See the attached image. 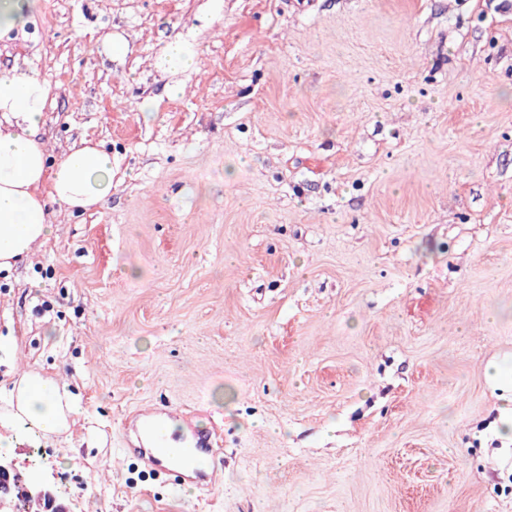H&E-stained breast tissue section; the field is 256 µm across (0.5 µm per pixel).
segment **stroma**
I'll return each instance as SVG.
<instances>
[{
    "label": "stroma",
    "instance_id": "1",
    "mask_svg": "<svg viewBox=\"0 0 512 512\" xmlns=\"http://www.w3.org/2000/svg\"><path fill=\"white\" fill-rule=\"evenodd\" d=\"M15 66L119 180L0 272V399L79 407L20 471L69 512H512V0H37ZM144 406L217 430L214 487L132 454ZM195 55L179 42L171 43L164 51V61L173 69L186 70L194 65Z\"/></svg>",
    "mask_w": 512,
    "mask_h": 512
}]
</instances>
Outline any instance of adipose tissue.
<instances>
[{
  "mask_svg": "<svg viewBox=\"0 0 512 512\" xmlns=\"http://www.w3.org/2000/svg\"><path fill=\"white\" fill-rule=\"evenodd\" d=\"M49 94L32 71H0V271L45 245L60 214L104 207L112 193V157L99 144L85 140L55 157L37 137ZM77 413L68 385L22 374L0 406V447H13L18 431L62 433Z\"/></svg>",
  "mask_w": 512,
  "mask_h": 512,
  "instance_id": "obj_1",
  "label": "adipose tissue"
}]
</instances>
